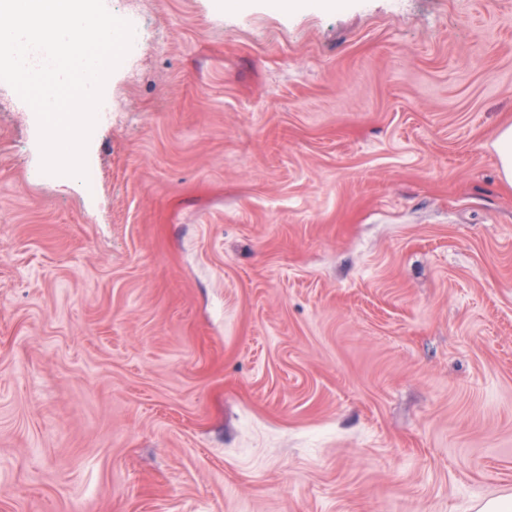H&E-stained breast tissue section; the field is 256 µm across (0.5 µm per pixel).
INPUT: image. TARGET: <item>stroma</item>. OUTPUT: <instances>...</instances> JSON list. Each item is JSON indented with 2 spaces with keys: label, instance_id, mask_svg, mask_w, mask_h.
Returning a JSON list of instances; mask_svg holds the SVG:
<instances>
[{
  "label": "stroma",
  "instance_id": "1",
  "mask_svg": "<svg viewBox=\"0 0 512 512\" xmlns=\"http://www.w3.org/2000/svg\"><path fill=\"white\" fill-rule=\"evenodd\" d=\"M43 173L0 82V512L512 497V0H105ZM497 147L503 178L507 184L512 186V125L500 130Z\"/></svg>",
  "mask_w": 512,
  "mask_h": 512
}]
</instances>
